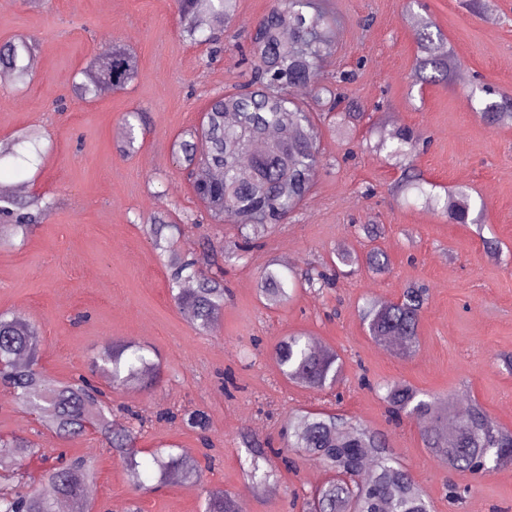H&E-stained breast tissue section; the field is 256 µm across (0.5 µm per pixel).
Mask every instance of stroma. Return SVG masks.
<instances>
[{"label": "stroma", "instance_id": "1", "mask_svg": "<svg viewBox=\"0 0 512 512\" xmlns=\"http://www.w3.org/2000/svg\"><path fill=\"white\" fill-rule=\"evenodd\" d=\"M332 18L335 53L320 65L332 76L356 71L346 103L366 118L353 133L321 128L328 160L311 195L288 223L272 228L247 259L224 268L230 297L216 331L199 333L169 288L166 258L153 249L146 221L156 213L182 223L202 214L186 173L177 166L178 142L197 126L210 97L250 79L240 49L272 0H239L231 24L205 21L224 49L192 44L179 34L176 0H0V44L25 35L39 44L27 85L0 82V142L28 130L40 135V158L24 174L13 158L0 159V184L24 183L27 193L53 200L43 224L25 241L0 248V313L19 315L40 329L39 368L51 384L90 372L94 356L112 343L157 353L162 378L148 390L110 389L112 416L127 411L147 419L138 447L174 445L215 461L198 479L170 476L160 487L134 492L124 465L100 436L87 431L63 439L34 424L30 413L0 386V434L30 440L19 449L26 489L46 491L45 470L59 452L90 461L96 471L88 501L95 512H199L202 493L237 494L243 512H294L292 495L321 485L324 465L296 457L259 492L246 488L243 434L282 445L296 410L326 409L382 431L430 503L431 512H512V465L488 476L434 462L414 417L388 422L380 387L404 381L420 393L479 403L497 427L512 430V372L498 357L512 354V126L480 117L477 80L512 97V0H490L474 15L462 0H421L460 61L451 82L417 85L415 30L409 0H324ZM132 49L140 77L126 90L77 100L80 71L112 44ZM140 110L146 129L135 149L120 152L122 117ZM409 127L426 142L417 165L432 190L460 186L484 200L476 223L453 224L415 192L398 195L400 171L373 150L371 123ZM379 229L377 243L390 259L382 274L366 268L339 276L330 291H297L284 306L266 305L259 273L330 261L356 250L363 225ZM233 221L186 228L177 244L191 257L204 240H234ZM498 241L490 254L484 240ZM425 283L415 353L403 358L372 340L359 309L369 298L396 300L405 286ZM303 332L344 361L334 391L320 393L287 382L273 359L275 344ZM203 410L206 436L184 424L158 420L163 411ZM467 489L449 499L447 485Z\"/></svg>", "mask_w": 512, "mask_h": 512}]
</instances>
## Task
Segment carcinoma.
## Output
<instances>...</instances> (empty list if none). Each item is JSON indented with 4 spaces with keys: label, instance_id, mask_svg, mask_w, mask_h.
I'll list each match as a JSON object with an SVG mask.
<instances>
[{
    "label": "carcinoma",
    "instance_id": "carcinoma-1",
    "mask_svg": "<svg viewBox=\"0 0 512 512\" xmlns=\"http://www.w3.org/2000/svg\"><path fill=\"white\" fill-rule=\"evenodd\" d=\"M237 0H178L180 33L190 42H212L203 35L202 21L211 18L229 25L236 14ZM419 54L415 78L420 83L447 81L458 60L446 49L440 33L430 20L411 16ZM251 79L246 91L218 93L208 101L202 122L179 143L191 190L204 209L209 224H222L231 216L237 222L240 241L203 245L198 256L171 264L170 282L174 300L189 308L199 332L217 328L224 311V263L241 260L252 241L264 236L276 224H286L310 195L316 176L324 165L320 130L313 113L295 96L300 87H309L313 99L329 104L334 124L354 128L362 120L360 112L344 110V85L354 73L344 72L327 81L319 72V62L334 48L331 24L324 8L315 0H274L257 21L251 34ZM35 42L20 36L0 46V68L12 72L19 84L29 78L28 59ZM139 59L135 52L114 45L111 53L91 59L81 71L74 93L81 99L94 96L103 84L116 90L131 85L138 77ZM479 109L491 126H512V98L484 99ZM126 130L121 151L134 149L135 127L144 125L145 116L131 111L124 115ZM28 138L21 137L0 145V159L11 156L27 162ZM417 140L409 127L381 129L375 150L398 161L399 184L411 186L426 196L448 220L472 224L471 196L463 190L445 196L426 191L414 164ZM54 204L39 196L25 200L0 195V245L13 244L16 236L27 237L49 215ZM182 232L181 225L162 213L152 216L147 234L161 256H174L172 247ZM340 264H362L382 273L388 269L387 255L373 247L360 255L355 251L337 254ZM261 294L267 305L291 301L297 287L323 291L335 285L336 272L327 267L309 266L301 274L287 273L276 263L267 264L259 275ZM190 281L192 288H182ZM428 288L408 284L395 301L375 300L364 310L369 335L377 342L399 339L396 350L403 356L415 351L419 324L427 301ZM38 328L19 316L0 313V384L9 389L16 402L35 411L41 424L61 438L81 436L93 426L102 440L124 463L129 482L145 486L148 477L163 483L171 472L184 477L197 473L194 456L157 448L142 456L137 447L138 430L131 422L112 419L103 404V390L92 379L80 375L71 383L50 387L38 367L35 355L40 348ZM281 376L317 392L332 388L342 373L343 361L333 349L316 350L302 332L279 341L273 350ZM92 372L106 377L112 387H146L160 374V368L145 349L114 343L91 361ZM384 401L389 414L416 417L424 424L422 441L429 454L448 468L459 472L489 475L512 463V430L497 428L479 404L458 417L452 428L442 425L448 416L447 401L419 397V392L403 381L386 388ZM159 418L177 419L192 429L208 427L205 412L194 410L182 415L162 412ZM285 447L322 462L336 476L303 494L301 512H430L420 486L410 471L394 457L385 436L340 414L326 411H297L288 417ZM246 477L255 489L272 476V458L288 463L283 452L264 446L250 436ZM26 441L0 436V470L8 472L13 485L0 487V512H56L55 498L71 502L75 512H84L86 489L93 482L92 465L76 459L47 470L48 484L55 496L21 489L23 460L14 452L26 448ZM202 512H241L237 496L222 489H207Z\"/></svg>",
    "mask_w": 512,
    "mask_h": 512
}]
</instances>
